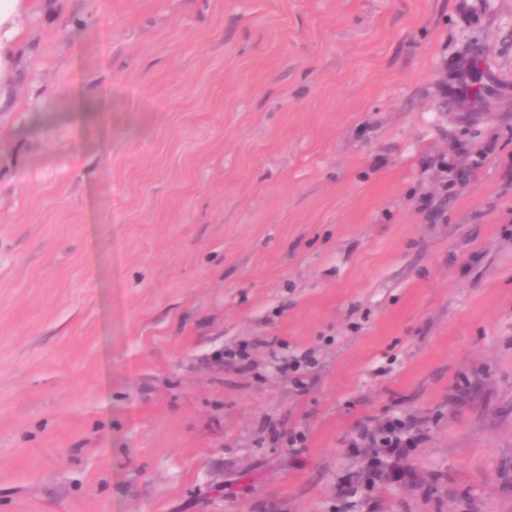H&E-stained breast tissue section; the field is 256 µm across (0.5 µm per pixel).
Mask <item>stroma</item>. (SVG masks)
<instances>
[{"mask_svg": "<svg viewBox=\"0 0 512 512\" xmlns=\"http://www.w3.org/2000/svg\"><path fill=\"white\" fill-rule=\"evenodd\" d=\"M16 26L0 512H512V0ZM389 417L426 437L368 487L348 441Z\"/></svg>", "mask_w": 512, "mask_h": 512, "instance_id": "obj_1", "label": "stroma"}]
</instances>
